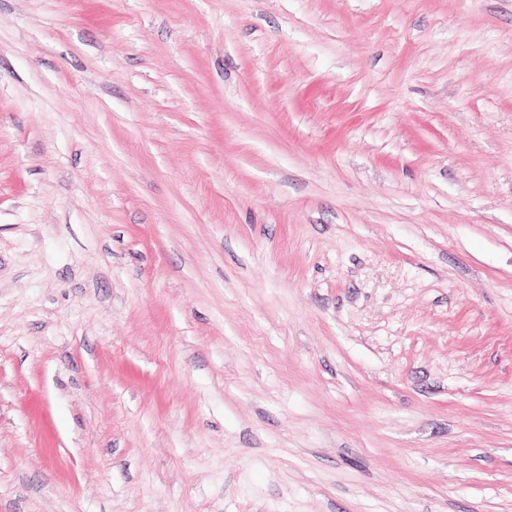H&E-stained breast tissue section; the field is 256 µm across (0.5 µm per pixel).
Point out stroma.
<instances>
[{"label":"stroma","instance_id":"obj_1","mask_svg":"<svg viewBox=\"0 0 512 512\" xmlns=\"http://www.w3.org/2000/svg\"><path fill=\"white\" fill-rule=\"evenodd\" d=\"M0 512H512V0H0Z\"/></svg>","mask_w":512,"mask_h":512}]
</instances>
